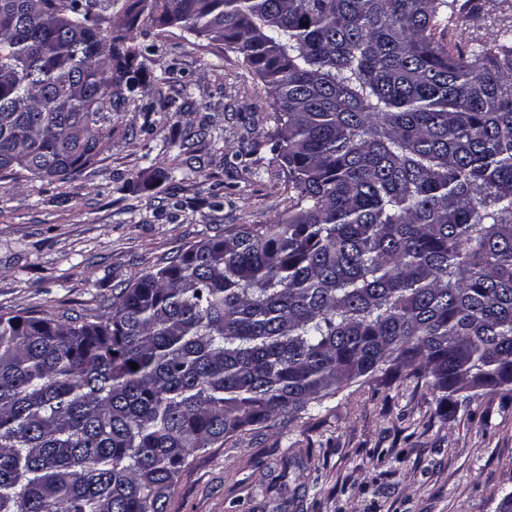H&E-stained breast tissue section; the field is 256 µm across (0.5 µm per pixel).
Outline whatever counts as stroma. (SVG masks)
<instances>
[{
  "label": "stroma",
  "instance_id": "35a3bbf8",
  "mask_svg": "<svg viewBox=\"0 0 512 512\" xmlns=\"http://www.w3.org/2000/svg\"><path fill=\"white\" fill-rule=\"evenodd\" d=\"M145 42L140 76L161 97L114 110L77 179L0 174V315H99L195 243L287 213L271 99L242 56L178 27ZM510 492L512 401L370 379L196 453L166 512H496Z\"/></svg>",
  "mask_w": 512,
  "mask_h": 512
}]
</instances>
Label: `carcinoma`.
I'll use <instances>...</instances> for the list:
<instances>
[{
    "mask_svg": "<svg viewBox=\"0 0 512 512\" xmlns=\"http://www.w3.org/2000/svg\"><path fill=\"white\" fill-rule=\"evenodd\" d=\"M480 19L475 0H0V167L76 178L113 108L156 96L138 37L179 24L267 86L293 192L92 319L0 315V512H166L195 453L362 379L512 399V24L445 42Z\"/></svg>",
    "mask_w": 512,
    "mask_h": 512,
    "instance_id": "carcinoma-1",
    "label": "carcinoma"
}]
</instances>
